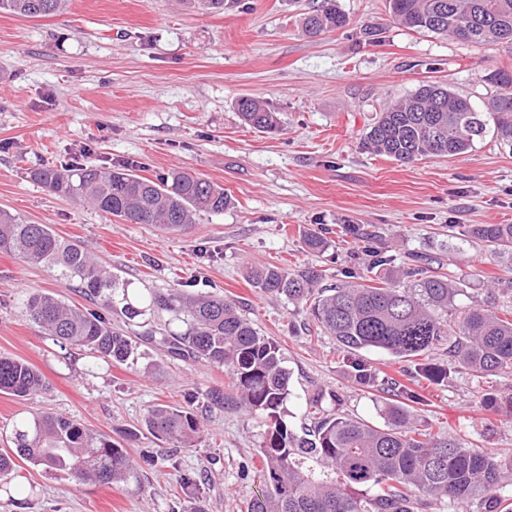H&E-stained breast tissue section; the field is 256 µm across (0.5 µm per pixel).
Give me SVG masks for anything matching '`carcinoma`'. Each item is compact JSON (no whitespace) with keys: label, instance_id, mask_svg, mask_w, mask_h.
Listing matches in <instances>:
<instances>
[{"label":"carcinoma","instance_id":"carcinoma-1","mask_svg":"<svg viewBox=\"0 0 512 512\" xmlns=\"http://www.w3.org/2000/svg\"><path fill=\"white\" fill-rule=\"evenodd\" d=\"M191 12L231 11L241 0H178ZM69 0H0V12L24 18L53 15ZM401 26L450 36L473 45L512 44V0H388ZM348 16L337 0H322L303 18L309 36L345 28ZM498 89L487 111L439 83H424L378 113L365 136L375 154L412 163L425 156L469 152L488 132L512 147V68L486 75ZM242 121L259 133H272L279 118L256 98L236 101ZM29 179L55 195L68 196L110 216L162 230L184 231L202 213L221 214L231 205L224 188L188 171L156 180L128 168L83 164L76 168L42 165ZM471 235L494 251L512 253V224H476ZM320 253L328 240L321 231L304 238ZM0 250L25 262L58 272L79 292L144 329L184 362L206 361L230 378L226 403L265 418L256 450L263 485L249 512H423L432 501L450 505L480 499L485 512H512V497L495 491L506 482L505 468L490 450L478 451L448 436V430L417 420L426 398L416 389L389 381L373 366L349 362L355 381L386 395L380 409L384 425L337 415L315 404L311 432L302 436L285 420L291 396V372L281 349L260 334L235 303L222 297L191 295L178 287L132 288L99 265L79 245L60 239L48 224H27L0 210ZM365 260L353 256L345 280L319 286L313 269L290 272L276 265L250 269L247 277L261 292L303 306L347 354L379 350L411 363L409 376L433 385L448 381L463 367L474 379L512 371V317L482 307L448 318L458 283L440 265L411 255V265L392 266L393 258L373 246ZM22 314L63 351L78 350L104 362L123 363L133 354L129 337L95 309H80L47 293L27 294ZM157 317L164 327L152 326ZM442 349L448 362L431 355ZM45 379L24 360L0 356V393L28 400ZM485 407L512 412V396L490 393ZM155 439L175 448H191L203 437L189 407L157 404L144 416ZM12 454H0V478L14 470V458L47 470L63 471L78 482L124 486L143 466L155 464L148 451L134 454L112 438L89 431L60 414L30 410L14 425Z\"/></svg>","mask_w":512,"mask_h":512}]
</instances>
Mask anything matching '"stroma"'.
Masks as SVG:
<instances>
[{"mask_svg": "<svg viewBox=\"0 0 512 512\" xmlns=\"http://www.w3.org/2000/svg\"><path fill=\"white\" fill-rule=\"evenodd\" d=\"M318 0H242L238 9L196 14L175 0H70L41 18L0 14V209L52 225L137 288L193 286L234 301L282 349L291 372L289 427L300 428L317 393L325 409L381 423L383 396L350 378L343 353L308 317L253 288L247 267H313L341 282L361 239L356 224L395 258L442 256L460 281L456 309H504L512 302V256L473 239L476 224H512V148L486 135L468 153L409 165L374 154L364 136L376 112L432 80L485 111L495 95L489 69L512 67V46L478 47L395 24L386 0H338L346 28L305 37L300 20ZM381 31L368 42L363 26ZM259 97L281 118L271 134L253 131L235 102ZM93 163L156 179L191 170L224 188L232 204L182 233L132 224L51 194L28 168ZM323 227L330 244L309 252L303 236ZM41 291L78 306L89 301L55 271L0 253V355L34 366L46 381L35 398L0 394V449L22 413L50 409L157 457L134 484L75 485L67 475L19 462L0 512H246L260 493L256 473L261 416L211 403L227 391L223 369L185 363L141 340V328L112 316L134 339L131 360L90 364L64 353L20 309ZM512 388V372L474 379L457 370L423 384V421L447 427L471 448L512 462V415L490 412L488 393ZM192 406L204 429L194 448L175 449L142 432L155 404ZM204 480L200 500L179 489L180 472Z\"/></svg>", "mask_w": 512, "mask_h": 512, "instance_id": "1", "label": "stroma"}]
</instances>
